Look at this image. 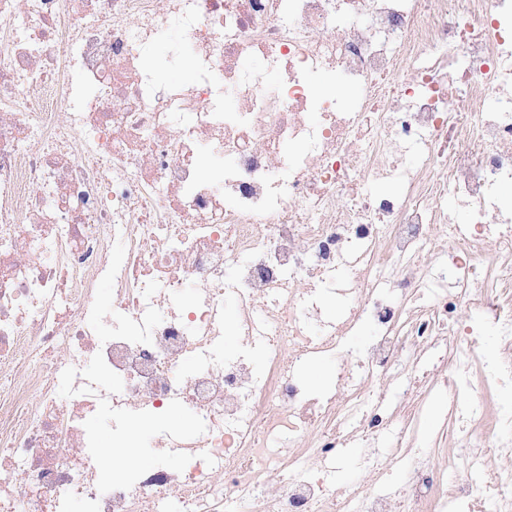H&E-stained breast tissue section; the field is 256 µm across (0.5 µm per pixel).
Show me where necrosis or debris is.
<instances>
[{"label": "necrosis or debris", "mask_w": 512, "mask_h": 512, "mask_svg": "<svg viewBox=\"0 0 512 512\" xmlns=\"http://www.w3.org/2000/svg\"><path fill=\"white\" fill-rule=\"evenodd\" d=\"M511 390L512 0H0V512H512ZM133 415L159 460L103 476ZM170 52L171 48L168 44L157 45L147 55V62H151L154 59L165 60L164 68L159 70V79L162 82L175 80L187 84L190 83L193 79V72L189 62L182 59L171 61ZM298 375L313 396L332 393L336 388V362L315 360L303 365Z\"/></svg>", "instance_id": "1"}]
</instances>
